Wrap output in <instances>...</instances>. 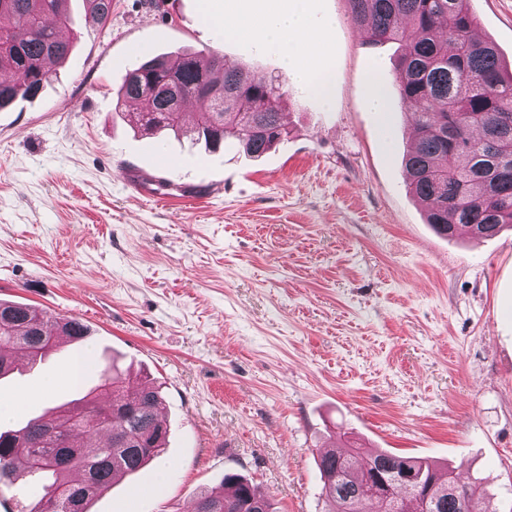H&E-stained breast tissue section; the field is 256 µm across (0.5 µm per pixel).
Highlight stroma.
I'll list each match as a JSON object with an SVG mask.
<instances>
[{
	"instance_id": "35a3bbf8",
	"label": "stroma",
	"mask_w": 512,
	"mask_h": 512,
	"mask_svg": "<svg viewBox=\"0 0 512 512\" xmlns=\"http://www.w3.org/2000/svg\"><path fill=\"white\" fill-rule=\"evenodd\" d=\"M225 0H112L106 23L67 0L69 57L41 95L0 112V298L79 317L82 384L59 350L0 380L24 426L99 383L102 351L162 386L160 458L90 512H187L237 472L278 512H320L322 448H370L479 480L484 512H512V229L449 239L405 186L411 126L396 91L399 42L369 43L348 0L326 17L334 101L296 86L275 52L224 31ZM478 37L512 63V0H469ZM146 56L229 58L287 91L290 134L261 159L205 155L141 135L116 90ZM377 70L388 110L371 111ZM224 191L186 204L137 195L126 173Z\"/></svg>"
}]
</instances>
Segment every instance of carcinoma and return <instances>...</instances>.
<instances>
[{
    "instance_id": "carcinoma-1",
    "label": "carcinoma",
    "mask_w": 512,
    "mask_h": 512,
    "mask_svg": "<svg viewBox=\"0 0 512 512\" xmlns=\"http://www.w3.org/2000/svg\"><path fill=\"white\" fill-rule=\"evenodd\" d=\"M92 18L108 20L112 0H84ZM467 0H349L352 19L374 44L406 41L398 62V95L414 118L413 143L404 156L409 192L426 209L427 223L452 237L463 226L487 239L512 227V71L496 46L476 37L477 19ZM64 0H0V111L40 95L50 68L69 56L72 43L60 37L68 17ZM170 88L175 93L166 94ZM286 92L271 79L217 58L184 53L135 63L117 91V103L139 100L134 121L146 133L191 131L204 151L225 139L237 141L253 158L286 140L281 103ZM197 104L192 126L184 124L182 101ZM76 319L49 322L38 307L0 300V377L22 351L35 363L57 350L61 336H86ZM162 395L148 381L134 382L117 365L102 369L100 384L52 408L16 430L0 434V481L25 477L41 485V497L20 512H70L67 492L81 498V512L125 475L138 472L166 447L167 428L158 419ZM323 482L322 512H477L478 488L454 470L388 451L334 448L317 458ZM88 470L80 485L74 472ZM459 485L464 498L441 489ZM261 505L275 512L244 476L224 474L218 488L197 494L193 512H242Z\"/></svg>"
}]
</instances>
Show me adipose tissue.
<instances>
[{"mask_svg":"<svg viewBox=\"0 0 512 512\" xmlns=\"http://www.w3.org/2000/svg\"><path fill=\"white\" fill-rule=\"evenodd\" d=\"M243 9L236 18L225 23L226 32L251 39L257 48H277L291 74L299 84L312 86L320 102L331 101L332 84L326 79H317L320 67L321 48L318 40L306 38L308 21L302 8H264L259 12L260 24L250 28L253 0H240Z\"/></svg>","mask_w":512,"mask_h":512,"instance_id":"adipose-tissue-1","label":"adipose tissue"}]
</instances>
